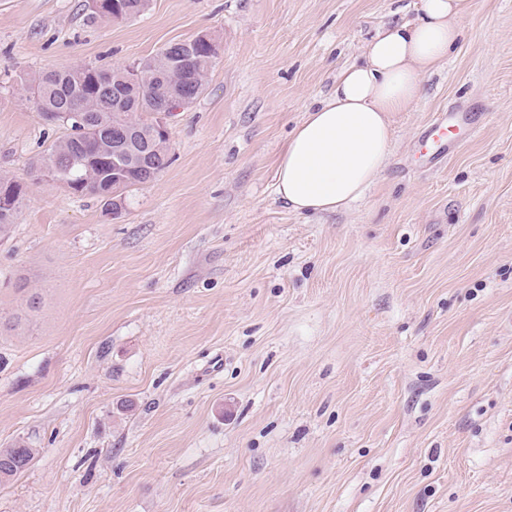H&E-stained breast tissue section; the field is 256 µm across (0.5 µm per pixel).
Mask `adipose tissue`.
<instances>
[{"instance_id": "ef3b65f1", "label": "adipose tissue", "mask_w": 512, "mask_h": 512, "mask_svg": "<svg viewBox=\"0 0 512 512\" xmlns=\"http://www.w3.org/2000/svg\"><path fill=\"white\" fill-rule=\"evenodd\" d=\"M473 0H419L414 20L380 27L336 74L331 93L293 129L276 161V193L297 213L361 200L389 165L392 115L410 111L448 61Z\"/></svg>"}]
</instances>
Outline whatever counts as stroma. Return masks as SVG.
<instances>
[{
  "mask_svg": "<svg viewBox=\"0 0 512 512\" xmlns=\"http://www.w3.org/2000/svg\"><path fill=\"white\" fill-rule=\"evenodd\" d=\"M416 0H0V512H512V0H474L381 180L288 210L305 110ZM211 34L171 162L120 218L33 167L65 130L19 100L50 68L124 67ZM466 113L434 159L438 116ZM113 0H88L87 6L92 18L125 22L141 16L146 9L145 0H118L117 12H112ZM115 3V2H113ZM23 195L24 189L20 183L0 175V232L14 224ZM34 448L17 443L12 448L0 449V478H8L24 472L34 458Z\"/></svg>",
  "mask_w": 512,
  "mask_h": 512,
  "instance_id": "stroma-1",
  "label": "stroma"
}]
</instances>
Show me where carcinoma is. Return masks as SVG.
<instances>
[{"mask_svg": "<svg viewBox=\"0 0 512 512\" xmlns=\"http://www.w3.org/2000/svg\"><path fill=\"white\" fill-rule=\"evenodd\" d=\"M87 0L91 16L125 22L141 16L146 0ZM217 42L205 45L180 41L160 48L153 56L137 65L143 73L138 89L121 88L112 83L114 69L93 65L64 67L43 71L34 76L19 77L27 100L40 114H50L53 123L67 128L68 134L53 142L44 156L36 161L41 173L52 172L68 180L69 190L76 194L95 195L112 206L106 193L112 190V179L126 182L128 190L153 181L169 164V131L154 129L153 114L171 101L188 108L206 89V78L218 58ZM122 126L130 133L124 167L112 162V127ZM159 151L157 165L148 170L133 157L147 147ZM24 195L16 180L0 175V232L14 223ZM35 449L23 443L0 449V478L24 472L32 462Z\"/></svg>", "mask_w": 512, "mask_h": 512, "instance_id": "1", "label": "carcinoma"}]
</instances>
